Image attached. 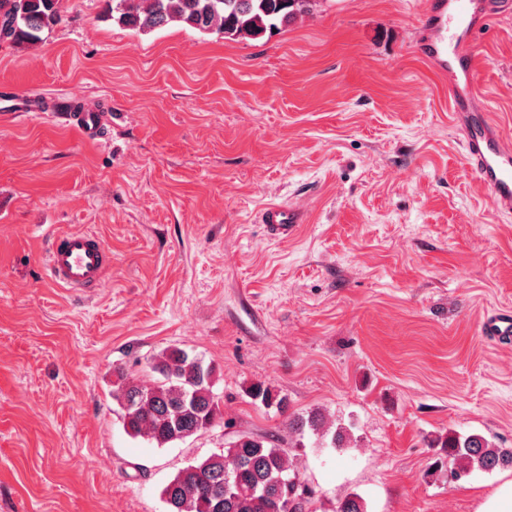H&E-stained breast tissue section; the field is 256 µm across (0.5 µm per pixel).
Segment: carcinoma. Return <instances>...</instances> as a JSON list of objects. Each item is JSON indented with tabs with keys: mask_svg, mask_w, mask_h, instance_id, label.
<instances>
[{
	"mask_svg": "<svg viewBox=\"0 0 512 512\" xmlns=\"http://www.w3.org/2000/svg\"><path fill=\"white\" fill-rule=\"evenodd\" d=\"M117 22L139 32L177 23L226 40L258 38L314 13L321 0H110ZM61 19L59 0H0V41L18 46L42 40ZM159 378L144 384L118 372L112 391L125 431L162 447L213 428L220 415L212 391L213 369L187 351L171 348L154 358ZM248 395L283 413L288 398L262 384ZM288 430L310 431L335 448L349 442L347 429L318 410L288 418ZM451 463L448 481L475 471L512 469V448L485 436L448 432L437 438ZM169 512H311L312 490L299 477L289 453L272 436L242 435L219 454L181 469L162 489ZM335 512H367L361 496L345 497Z\"/></svg>",
	"mask_w": 512,
	"mask_h": 512,
	"instance_id": "1",
	"label": "carcinoma"
}]
</instances>
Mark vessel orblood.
<instances>
[{
	"instance_id": "1",
	"label": "vessel or blood",
	"mask_w": 512,
	"mask_h": 512,
	"mask_svg": "<svg viewBox=\"0 0 512 512\" xmlns=\"http://www.w3.org/2000/svg\"><path fill=\"white\" fill-rule=\"evenodd\" d=\"M491 0H431L426 39L419 52L448 82L449 105L464 159L480 182L492 191L498 212L512 213V136L498 126L474 78L475 60L470 46L493 14ZM59 116L86 135L100 134L101 118L93 112L62 108ZM269 234L285 237L302 223L300 210L271 204L261 212ZM112 255L96 235L69 232L52 235L45 267L53 284L72 292L102 288ZM486 336H511L512 313L492 315L481 327Z\"/></svg>"
}]
</instances>
